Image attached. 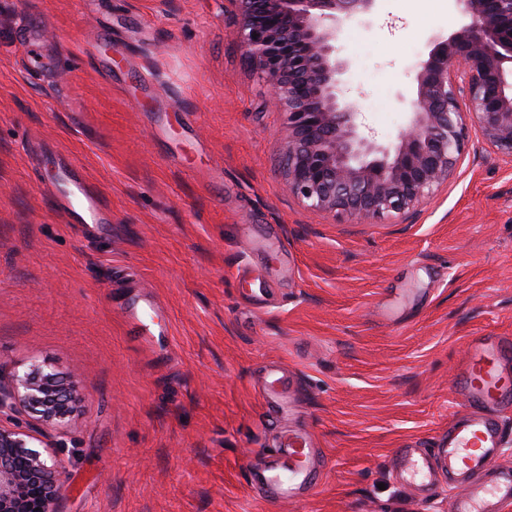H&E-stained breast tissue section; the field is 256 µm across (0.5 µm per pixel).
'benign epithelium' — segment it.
<instances>
[{
	"instance_id": "obj_1",
	"label": "benign epithelium",
	"mask_w": 512,
	"mask_h": 512,
	"mask_svg": "<svg viewBox=\"0 0 512 512\" xmlns=\"http://www.w3.org/2000/svg\"><path fill=\"white\" fill-rule=\"evenodd\" d=\"M249 66L285 115L280 166L310 210L380 219L418 207L459 166L464 115L512 157V0H454L467 22L430 39L414 73L407 129L381 143L346 101L348 62L336 55L346 24L376 0H231ZM69 389L35 367L0 368V408L12 402L46 426L68 416ZM63 472L36 432L0 426V512H56Z\"/></svg>"
}]
</instances>
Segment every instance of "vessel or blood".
<instances>
[{
	"label": "vessel or blood",
	"mask_w": 512,
	"mask_h": 512,
	"mask_svg": "<svg viewBox=\"0 0 512 512\" xmlns=\"http://www.w3.org/2000/svg\"><path fill=\"white\" fill-rule=\"evenodd\" d=\"M49 188L60 198L68 223L81 225L88 233L108 223L98 196L71 160L56 158ZM455 392L457 409L438 448L420 456L402 451L401 462L406 473L423 482L434 481L440 472L454 485L483 477V484L471 487L453 510L498 512L500 502L512 501V470L497 465L504 447L502 414L512 409V338L469 337ZM293 394L292 380L281 370H272L262 392L267 413L286 414ZM312 448V435L304 427L292 424L285 429L264 469V479L277 498L295 499L308 489L314 479Z\"/></svg>",
	"instance_id": "1"
}]
</instances>
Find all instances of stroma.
Instances as JSON below:
<instances>
[{"mask_svg":"<svg viewBox=\"0 0 512 512\" xmlns=\"http://www.w3.org/2000/svg\"><path fill=\"white\" fill-rule=\"evenodd\" d=\"M229 0H0V368L71 393L42 441L57 512H453L396 476L455 410L465 338L512 336V157L467 122L464 157L416 210L306 209L278 167L284 115L245 63ZM453 0H377L336 43L345 96L396 139ZM80 165L112 221L85 235L45 189ZM154 299L147 344L131 306ZM296 381L318 474L262 498L278 445L260 390Z\"/></svg>","mask_w":512,"mask_h":512,"instance_id":"stroma-1","label":"stroma"}]
</instances>
